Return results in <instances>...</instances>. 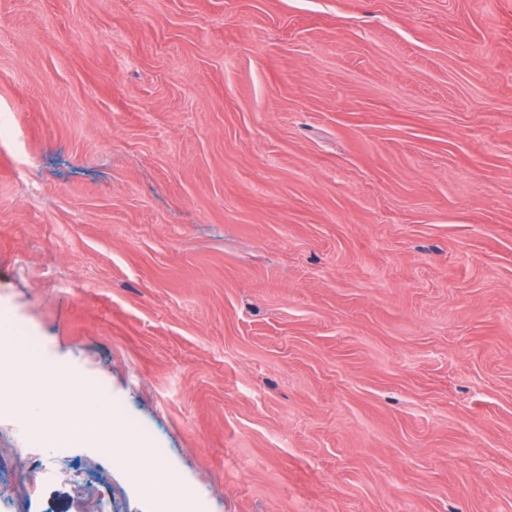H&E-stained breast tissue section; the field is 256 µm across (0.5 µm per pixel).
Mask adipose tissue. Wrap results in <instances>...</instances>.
Returning <instances> with one entry per match:
<instances>
[{"mask_svg": "<svg viewBox=\"0 0 512 512\" xmlns=\"http://www.w3.org/2000/svg\"><path fill=\"white\" fill-rule=\"evenodd\" d=\"M0 371L14 389L23 392L32 409L36 428L56 426L59 438L77 439L111 449L121 462H138L142 490L153 496L167 483V472L154 464L152 448L139 434L117 427L111 410L97 390L88 384L49 381L32 352L0 331Z\"/></svg>", "mask_w": 512, "mask_h": 512, "instance_id": "adipose-tissue-1", "label": "adipose tissue"}]
</instances>
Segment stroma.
Segmentation results:
<instances>
[{"label": "stroma", "instance_id": "35a3bbf8", "mask_svg": "<svg viewBox=\"0 0 512 512\" xmlns=\"http://www.w3.org/2000/svg\"><path fill=\"white\" fill-rule=\"evenodd\" d=\"M0 322L203 512H512V0H0Z\"/></svg>", "mask_w": 512, "mask_h": 512}]
</instances>
